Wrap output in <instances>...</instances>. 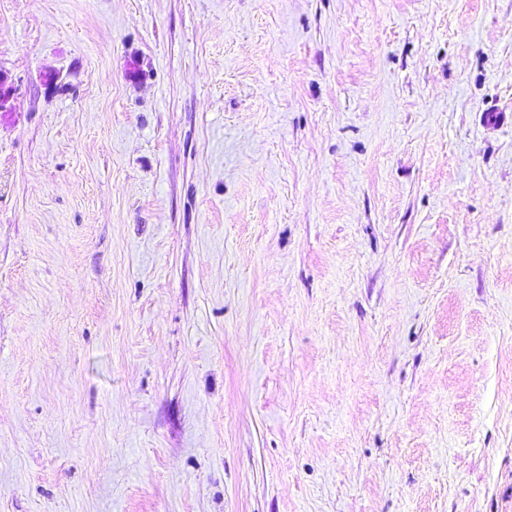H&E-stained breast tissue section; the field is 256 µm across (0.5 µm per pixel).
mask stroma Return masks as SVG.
I'll return each instance as SVG.
<instances>
[{
    "label": "stroma",
    "instance_id": "obj_1",
    "mask_svg": "<svg viewBox=\"0 0 512 512\" xmlns=\"http://www.w3.org/2000/svg\"><path fill=\"white\" fill-rule=\"evenodd\" d=\"M0 512H512V0H0Z\"/></svg>",
    "mask_w": 512,
    "mask_h": 512
}]
</instances>
